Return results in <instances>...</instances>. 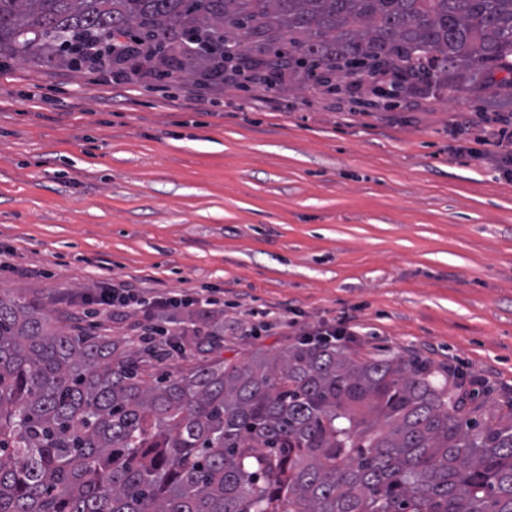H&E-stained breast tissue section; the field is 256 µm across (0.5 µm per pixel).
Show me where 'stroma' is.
<instances>
[{
  "label": "stroma",
  "mask_w": 512,
  "mask_h": 512,
  "mask_svg": "<svg viewBox=\"0 0 512 512\" xmlns=\"http://www.w3.org/2000/svg\"><path fill=\"white\" fill-rule=\"evenodd\" d=\"M183 80L97 82L0 58V291L39 299L60 325H96L141 349L137 313L84 314L85 292L209 289L224 334L185 337L149 375L243 364L294 343L272 309L309 327L354 317L348 351L478 378L468 404L512 413V179L500 150L458 153L448 129L511 112L512 88L407 97L364 112L302 75L205 94Z\"/></svg>",
  "instance_id": "35a3bbf8"
}]
</instances>
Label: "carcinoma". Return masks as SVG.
I'll list each match as a JSON object with an SVG mask.
<instances>
[{
  "mask_svg": "<svg viewBox=\"0 0 512 512\" xmlns=\"http://www.w3.org/2000/svg\"><path fill=\"white\" fill-rule=\"evenodd\" d=\"M224 62H415L451 93L512 74V0H0V54L79 70V41ZM0 293V512H512V418L424 363L299 341L149 384L120 340Z\"/></svg>",
  "mask_w": 512,
  "mask_h": 512,
  "instance_id": "1",
  "label": "carcinoma"
}]
</instances>
